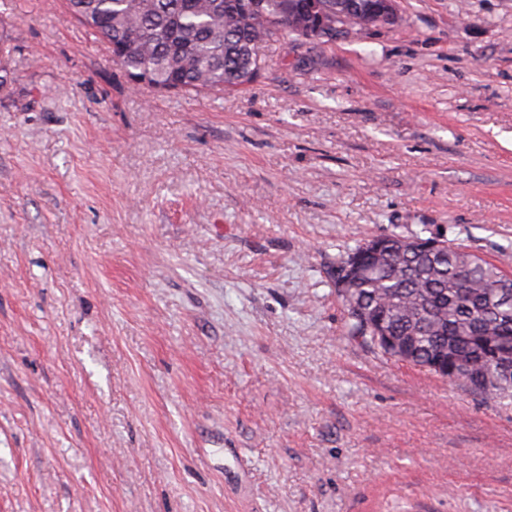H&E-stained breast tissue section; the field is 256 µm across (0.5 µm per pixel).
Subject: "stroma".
Listing matches in <instances>:
<instances>
[{
	"label": "stroma",
	"instance_id": "1",
	"mask_svg": "<svg viewBox=\"0 0 512 512\" xmlns=\"http://www.w3.org/2000/svg\"><path fill=\"white\" fill-rule=\"evenodd\" d=\"M134 88L0 0V512H512V407L348 333L392 232L512 275V0Z\"/></svg>",
	"mask_w": 512,
	"mask_h": 512
}]
</instances>
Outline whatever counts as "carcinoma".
I'll list each match as a JSON object with an SVG mask.
<instances>
[{
  "instance_id": "obj_1",
  "label": "carcinoma",
  "mask_w": 512,
  "mask_h": 512,
  "mask_svg": "<svg viewBox=\"0 0 512 512\" xmlns=\"http://www.w3.org/2000/svg\"><path fill=\"white\" fill-rule=\"evenodd\" d=\"M302 0H267L265 14L245 13L247 0H67L75 16H99L87 30L112 44L113 63L125 72L149 70L148 87L200 92L239 89L261 44L288 43L293 32L275 20ZM390 234L386 256L364 260L369 274L357 284L363 316L346 307L349 335L388 358L387 338L408 347L407 362L439 376L457 372L455 383L487 399L512 404V382L492 391L481 379L495 372L502 348L512 349V299L497 283L501 270L460 245L439 256L417 254Z\"/></svg>"
}]
</instances>
